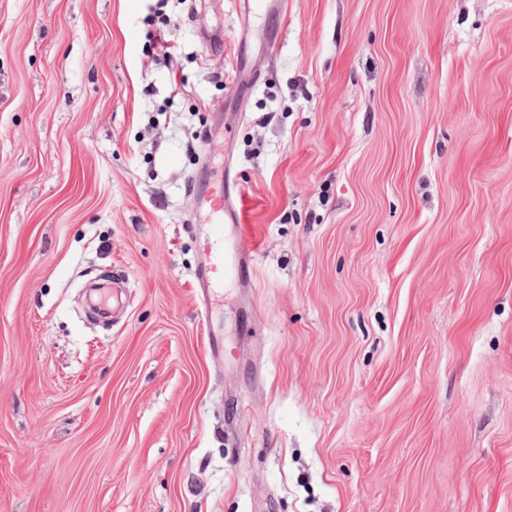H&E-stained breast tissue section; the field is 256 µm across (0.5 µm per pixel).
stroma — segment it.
<instances>
[{
  "mask_svg": "<svg viewBox=\"0 0 512 512\" xmlns=\"http://www.w3.org/2000/svg\"><path fill=\"white\" fill-rule=\"evenodd\" d=\"M284 3L0 0V512H512V0ZM190 188L198 197L203 213V224H207L203 250L207 256L206 265L198 271L199 283L205 288L219 286L224 280V222L240 224L244 221L246 203L242 198L235 205H228L224 210V191L219 195L202 190V184L195 179L190 181Z\"/></svg>",
  "mask_w": 512,
  "mask_h": 512,
  "instance_id": "35a3bbf8",
  "label": "stroma"
}]
</instances>
